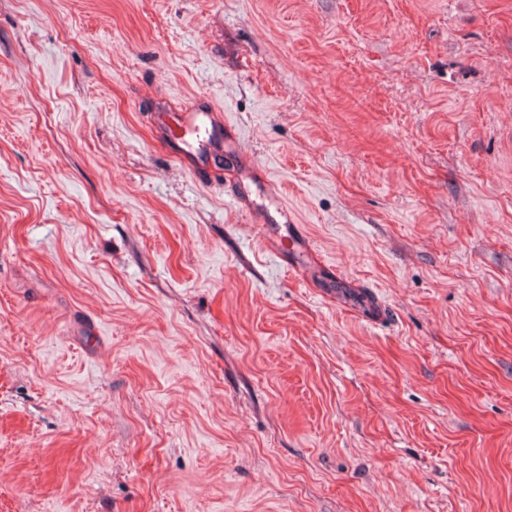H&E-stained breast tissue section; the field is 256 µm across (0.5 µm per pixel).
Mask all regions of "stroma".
<instances>
[{"label":"stroma","instance_id":"1","mask_svg":"<svg viewBox=\"0 0 512 512\" xmlns=\"http://www.w3.org/2000/svg\"><path fill=\"white\" fill-rule=\"evenodd\" d=\"M0 512H512V0H0ZM155 125L171 143L175 159L194 173L208 170L216 156L236 149L234 138L224 136V117L215 110L190 106L181 112H157Z\"/></svg>","mask_w":512,"mask_h":512}]
</instances>
